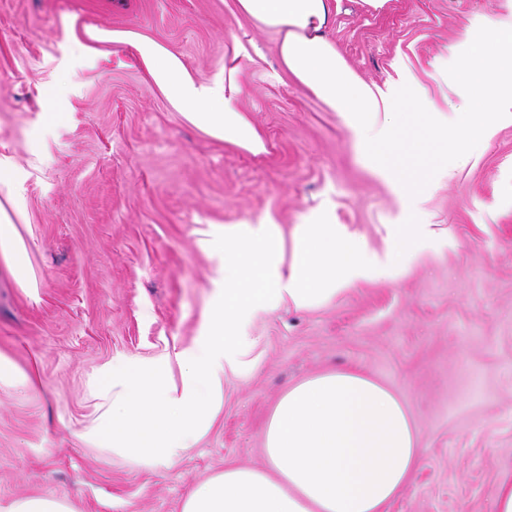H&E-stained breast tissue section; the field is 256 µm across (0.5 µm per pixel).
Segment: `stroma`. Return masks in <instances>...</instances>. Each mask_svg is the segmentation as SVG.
Wrapping results in <instances>:
<instances>
[{
    "label": "stroma",
    "instance_id": "35a3bbf8",
    "mask_svg": "<svg viewBox=\"0 0 512 512\" xmlns=\"http://www.w3.org/2000/svg\"><path fill=\"white\" fill-rule=\"evenodd\" d=\"M512 31V0H341L328 36L366 84L403 64L448 126L474 109L477 78L450 73L470 23ZM148 35L202 79L248 32L263 50L237 102L262 152L192 125L129 45ZM276 36L232 0H0V156L34 288L0 266V352L40 386L0 385V499L46 495L74 512H181L199 481L264 462L265 420L294 382L355 368L408 407L425 453L390 512H494L512 476V118L474 136L418 203L443 238L397 282L364 284L315 311L283 308L249 333L254 373L224 382L222 412L176 464L146 468L86 444L89 384L105 364L194 346L214 290L198 245L212 224L272 217L283 232L328 210L380 248L404 213L398 191L354 147L338 113L280 74ZM57 97L63 116L45 126Z\"/></svg>",
    "mask_w": 512,
    "mask_h": 512
}]
</instances>
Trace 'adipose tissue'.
Returning <instances> with one entry per match:
<instances>
[{"label": "adipose tissue", "mask_w": 512, "mask_h": 512, "mask_svg": "<svg viewBox=\"0 0 512 512\" xmlns=\"http://www.w3.org/2000/svg\"><path fill=\"white\" fill-rule=\"evenodd\" d=\"M233 10L276 34L280 68L338 112L355 148L398 190L404 207L422 196L434 174L447 172L449 155L463 154L471 124L439 130L437 107L413 92L407 70L398 69L397 79L382 87L354 76L326 34L336 0H233ZM111 38L134 50L157 88L204 133L262 150L255 127L235 106L242 77L260 55L254 43L233 36L223 79L209 83L149 36L115 32ZM500 44L498 26L487 25L482 47L453 64L464 78L487 75L479 95L488 117L512 107V59L500 54ZM434 242L430 225L414 212L388 225L378 250L323 214L288 234L270 220L213 227L199 241L214 261V295L199 342L100 369L94 378L99 413L81 439L144 467L173 465L218 418L226 376L243 378L255 369L256 340L248 329L260 314L286 305L313 311L362 283L396 281ZM0 263L20 287L31 288L26 245L1 205ZM263 442L262 466L225 467L191 490L182 512H388L422 454L402 401L353 369H330L288 388Z\"/></svg>", "instance_id": "1"}]
</instances>
